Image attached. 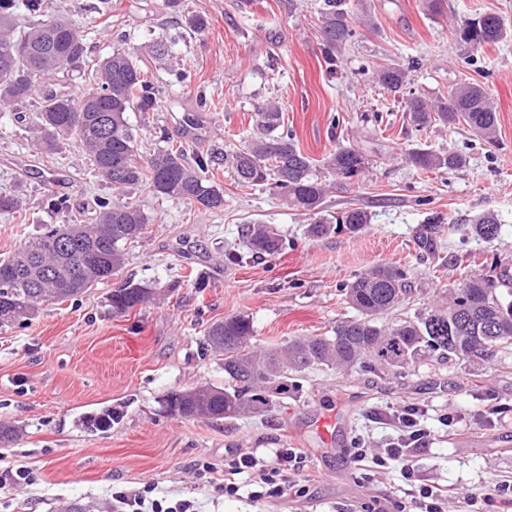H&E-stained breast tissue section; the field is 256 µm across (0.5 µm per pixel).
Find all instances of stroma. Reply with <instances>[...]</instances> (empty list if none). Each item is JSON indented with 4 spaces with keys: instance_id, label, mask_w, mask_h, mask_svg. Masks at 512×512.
Segmentation results:
<instances>
[{
    "instance_id": "stroma-1",
    "label": "stroma",
    "mask_w": 512,
    "mask_h": 512,
    "mask_svg": "<svg viewBox=\"0 0 512 512\" xmlns=\"http://www.w3.org/2000/svg\"><path fill=\"white\" fill-rule=\"evenodd\" d=\"M81 31L88 59L111 52L117 40L137 50L139 65L163 89L157 111L132 119L140 145L152 151L159 132L200 148L235 144L251 131L250 115L279 100L285 127L319 160L337 144L352 145L373 163L368 177L337 182L325 205L336 212L367 211L359 233H308L310 218L265 189H244L227 174L223 210L212 212L155 197L147 188L132 201L152 215L144 237L127 247L110 280L64 302L43 305L24 324L0 330V422L20 438L0 446V473L25 467L29 485L0 483V512H58L62 502L112 512V488L152 486L154 498H195L208 512H345L374 505L399 486L396 470L363 483L348 464L357 443L383 447L391 428L371 421L384 406L422 404L428 423L458 417L457 432L435 442L421 467L426 478L454 488L448 512L480 494L487 482L512 477V413L488 421L492 407L512 402V350L483 366L424 360L408 368L355 367L310 371L299 389L275 396L266 410L208 420L171 415L165 398L204 385L223 386L219 356L206 331L230 315L249 316L256 347H278L302 336L332 335L356 317L343 283L376 264L415 268L409 306L383 315L386 323L414 315L446 295L473 259L512 261V38L473 48L453 31L476 13H493L512 27V0H448L444 15L424 13L420 0H349L375 29L357 27L324 61L319 0H50ZM200 17L202 33L190 29ZM164 42L166 59L148 53ZM399 64L408 90L447 96L464 82L482 84L497 106L498 135L488 143L464 125L416 130L404 105L373 79L379 67ZM450 150L467 159L449 173L407 163L414 149ZM65 177L59 195L73 210L91 209L108 188L78 149L51 161L37 154L24 124L0 111V192L18 193L25 223L0 217V259L44 225L63 217L45 207L51 175ZM497 215V239L484 243L461 228L484 213ZM441 224V257H419L414 239L426 224ZM247 224H266L284 241L281 253L255 256L242 240ZM133 281L154 288L153 300L113 313L112 291ZM278 448L307 454L309 480H296L285 498L267 504L247 494L227 498L224 457H272ZM209 463L207 480L198 463Z\"/></svg>"
}]
</instances>
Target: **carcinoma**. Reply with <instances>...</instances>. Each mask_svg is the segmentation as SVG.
Returning a JSON list of instances; mask_svg holds the SVG:
<instances>
[{"label":"carcinoma","mask_w":512,"mask_h":512,"mask_svg":"<svg viewBox=\"0 0 512 512\" xmlns=\"http://www.w3.org/2000/svg\"><path fill=\"white\" fill-rule=\"evenodd\" d=\"M34 17L18 24V8ZM324 57L336 61V46L352 35L354 14L346 0H323L319 10ZM56 32V41L46 44L45 30ZM460 42L482 47L507 37L501 19L491 13L465 19L454 29ZM80 45V33L64 18L47 9L44 0H0V108L27 103L35 107L29 127L38 150L52 155L64 145L80 149L92 172L112 189V195L96 200L91 221L48 224L44 232L0 260V328L21 324L37 315L49 301L74 299L88 288L108 280L125 262L127 245L145 234L151 216L138 203L126 200L129 190L146 185L158 198L198 204L207 210L224 208V191L216 181L223 166L241 186H267L284 197L289 206L305 211L314 237L332 232L357 233L369 223V214L353 207L323 215L330 185L321 180L309 156L285 128L278 101L270 100L251 114L253 134L237 145L216 146L204 151L186 143H173L160 135L165 145L140 154L137 126L132 112H153L160 90L147 71L134 61L135 49L120 43L110 58H100L74 77L63 75L64 57L71 46ZM376 83L391 93L406 85V74L387 64L375 72ZM404 109L413 125L463 124L475 136L491 140L498 118L484 89L478 83L456 87L448 98L412 95ZM110 116V129L102 133L100 117ZM407 161L418 170L449 173L466 159L455 152L414 150ZM323 169L350 182L369 171V160L352 147L338 145L323 158ZM22 198L0 194V216L22 219ZM500 222L492 214L476 217L467 227L483 242L497 238ZM440 225L430 224L416 235L419 252L435 255L440 246ZM246 245L257 254L275 255L283 239L272 227L254 224L246 231ZM96 251L97 263L76 271L81 254ZM484 274L461 273L448 301L428 312L398 324L386 325L378 315L410 297V271L379 264L356 276L343 287L345 300L358 317L336 325L332 336L293 339L284 348H256L252 324L244 315H231L210 326L207 344L224 357L227 384L201 387L183 394L186 419H225L268 407L269 389L282 387L290 376L315 367L343 370L374 363L378 366L410 365L428 353L438 360L482 365L496 351L512 348V274L508 265L494 257L483 262ZM152 288L131 281L112 292V310L123 314L149 302Z\"/></svg>","instance_id":"obj_1"}]
</instances>
